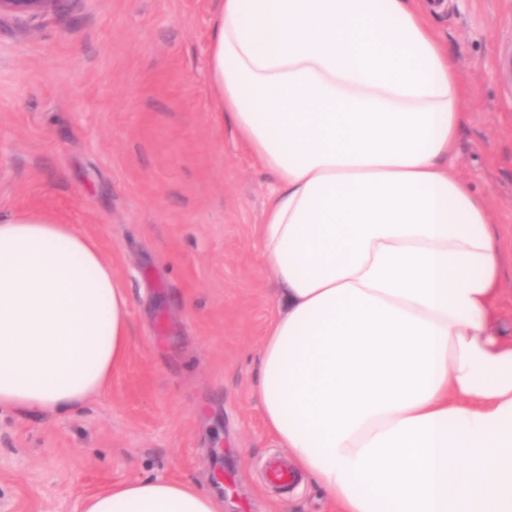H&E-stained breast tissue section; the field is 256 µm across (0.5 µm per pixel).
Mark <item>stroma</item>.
<instances>
[{
    "label": "stroma",
    "mask_w": 512,
    "mask_h": 512,
    "mask_svg": "<svg viewBox=\"0 0 512 512\" xmlns=\"http://www.w3.org/2000/svg\"><path fill=\"white\" fill-rule=\"evenodd\" d=\"M468 85L456 168L512 247V0H422ZM218 0H64L0 19V216L92 237L125 289L126 364L80 409L0 412V512H82L165 477L226 512H326L266 484L284 450L252 387L277 285L258 236L272 176L207 79Z\"/></svg>",
    "instance_id": "35a3bbf8"
}]
</instances>
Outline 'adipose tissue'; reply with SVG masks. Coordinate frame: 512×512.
Segmentation results:
<instances>
[{
    "label": "adipose tissue",
    "instance_id": "1",
    "mask_svg": "<svg viewBox=\"0 0 512 512\" xmlns=\"http://www.w3.org/2000/svg\"><path fill=\"white\" fill-rule=\"evenodd\" d=\"M224 124L276 177L261 222L280 285L255 395L332 512H512L502 243L453 156L470 114L415 0H221ZM129 300L73 224L0 217V409L103 392ZM184 481L121 482L84 512H222Z\"/></svg>",
    "mask_w": 512,
    "mask_h": 512
}]
</instances>
